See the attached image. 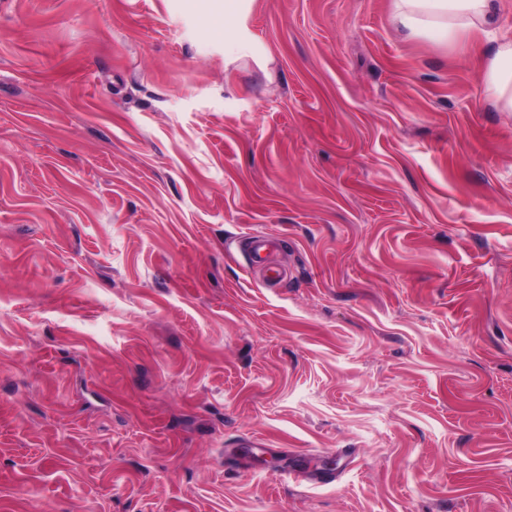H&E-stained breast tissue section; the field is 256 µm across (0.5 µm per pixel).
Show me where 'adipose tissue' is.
I'll return each mask as SVG.
<instances>
[{
	"mask_svg": "<svg viewBox=\"0 0 512 512\" xmlns=\"http://www.w3.org/2000/svg\"><path fill=\"white\" fill-rule=\"evenodd\" d=\"M203 6L224 26L225 63L259 56L249 27L251 0H204ZM393 20L411 34L438 42L493 43L482 70L484 93L498 111L512 112V35L495 24V0H393Z\"/></svg>",
	"mask_w": 512,
	"mask_h": 512,
	"instance_id": "1",
	"label": "adipose tissue"
}]
</instances>
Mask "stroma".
Instances as JSON below:
<instances>
[{"mask_svg":"<svg viewBox=\"0 0 512 512\" xmlns=\"http://www.w3.org/2000/svg\"><path fill=\"white\" fill-rule=\"evenodd\" d=\"M249 26L228 65L193 0H0V512H512L487 45ZM269 240L260 234H252L245 239L244 252L250 265L264 273L267 282L279 280L281 274L274 269L268 260Z\"/></svg>","mask_w":512,"mask_h":512,"instance_id":"1","label":"stroma"}]
</instances>
